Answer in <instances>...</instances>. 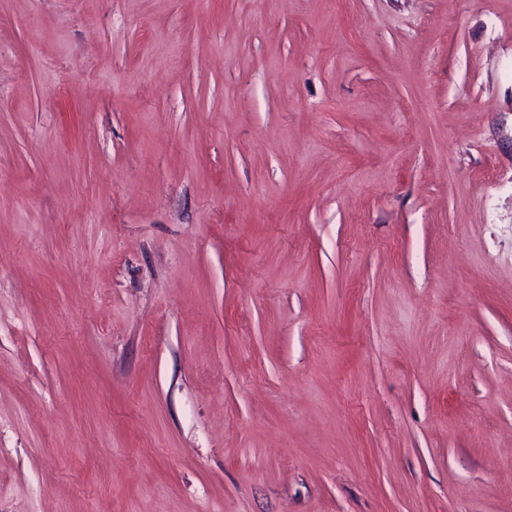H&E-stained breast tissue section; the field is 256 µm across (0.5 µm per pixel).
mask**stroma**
Segmentation results:
<instances>
[{
  "label": "stroma",
  "mask_w": 512,
  "mask_h": 512,
  "mask_svg": "<svg viewBox=\"0 0 512 512\" xmlns=\"http://www.w3.org/2000/svg\"><path fill=\"white\" fill-rule=\"evenodd\" d=\"M0 512H512V0H0Z\"/></svg>",
  "instance_id": "1"
}]
</instances>
